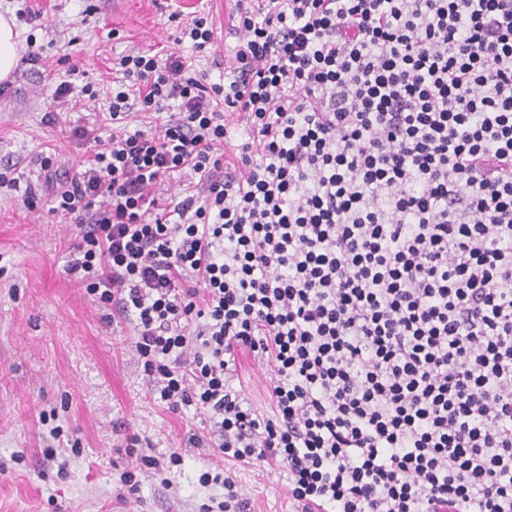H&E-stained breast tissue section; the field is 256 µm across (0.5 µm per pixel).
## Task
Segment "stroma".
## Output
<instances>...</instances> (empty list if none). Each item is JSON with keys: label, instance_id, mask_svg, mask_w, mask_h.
<instances>
[{"label": "stroma", "instance_id": "35a3bbf8", "mask_svg": "<svg viewBox=\"0 0 512 512\" xmlns=\"http://www.w3.org/2000/svg\"><path fill=\"white\" fill-rule=\"evenodd\" d=\"M225 0H0V12L28 8L34 21H17L18 42L33 38L43 59L18 65L0 93V166L16 163L18 187H0V512H199L222 497L218 485H201L206 449L187 443L201 431L194 408L167 411L128 349L127 326L113 327L92 303L78 277L64 266L73 240L68 219L51 214L38 177L39 157L56 149L69 167L85 147L71 131L108 132L116 58L165 48L194 60L212 81L232 78L229 61L237 39L224 27ZM208 13L217 45L201 52L180 41L194 12ZM69 94L55 99L60 82ZM55 113L48 122L47 113ZM241 389L261 414H270L264 365L249 351L235 353ZM58 417H51V410ZM125 425L160 457L178 449L181 465L140 474L139 501L119 499L120 476L131 461L116 451L114 428ZM82 443L64 453L68 476L59 479L42 446L53 427ZM252 512H289L286 473L231 464Z\"/></svg>", "mask_w": 512, "mask_h": 512}]
</instances>
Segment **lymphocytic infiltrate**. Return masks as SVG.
Masks as SVG:
<instances>
[{
    "instance_id": "1",
    "label": "lymphocytic infiltrate",
    "mask_w": 512,
    "mask_h": 512,
    "mask_svg": "<svg viewBox=\"0 0 512 512\" xmlns=\"http://www.w3.org/2000/svg\"><path fill=\"white\" fill-rule=\"evenodd\" d=\"M236 36L224 84L123 56L109 135L41 160L66 273L203 417L202 512H251L229 462L285 472L292 512H512V0H258ZM228 112L256 134L230 160ZM238 379L237 389L249 400L251 405L264 415H271L267 387L269 376L266 367L254 360L252 354L243 349L235 352Z\"/></svg>"
}]
</instances>
